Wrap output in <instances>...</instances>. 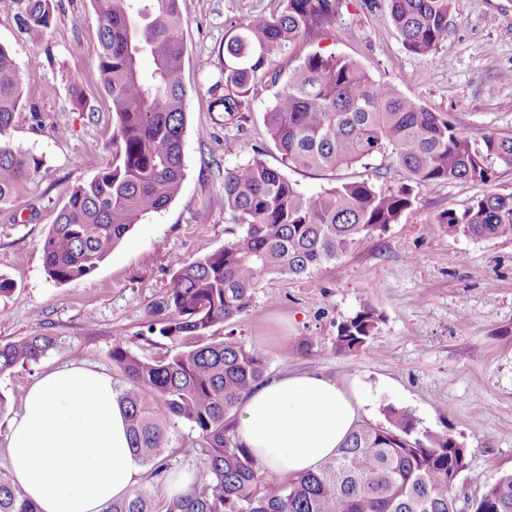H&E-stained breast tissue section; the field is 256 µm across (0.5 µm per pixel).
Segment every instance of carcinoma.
I'll list each match as a JSON object with an SVG mask.
<instances>
[{"label":"carcinoma","instance_id":"obj_1","mask_svg":"<svg viewBox=\"0 0 512 512\" xmlns=\"http://www.w3.org/2000/svg\"><path fill=\"white\" fill-rule=\"evenodd\" d=\"M61 0H25L21 27L40 42L52 29ZM407 51L434 53L448 35L453 0H386ZM343 0H279L276 10L230 23L224 41V92L211 107L224 124L241 118L260 75L280 84L264 117L282 164L337 171L391 150L407 183L384 191L369 181L342 183L313 195L301 192L256 153L224 170V219L234 237L193 260L175 263L173 281L156 303L152 334L185 346L148 360L121 341L112 363L121 371L130 448L146 467V483L102 512H459L454 477L469 449L454 436L420 426L409 411L386 405L385 423L360 421L335 456L316 470L268 488L235 434L243 397L266 380L267 362L236 336L205 342L218 324L249 309L271 274L302 277L348 253L362 238L396 223L413 192L456 179L488 184L491 162L512 164V138L487 135L480 144L448 115L435 112L391 82H377L355 61L336 54L306 56L286 78L276 57L301 39L332 27ZM100 33L96 61L112 103V162L78 163L94 170L76 185L41 243L50 279L59 284L93 273L123 237L165 209L184 180L187 90L182 0H92ZM148 56L153 69L142 70ZM24 106L23 79L0 45V212L9 213L35 184L43 158L16 147L11 130ZM450 234L474 240L512 238V194L488 192L438 220ZM379 313L364 304L337 326L336 351L360 350ZM48 333L0 343V374L37 363L57 348ZM189 426L192 436L177 430ZM194 448L204 478L175 498L161 492ZM0 512H38L0 470ZM471 512H512V474L484 486Z\"/></svg>","mask_w":512,"mask_h":512}]
</instances>
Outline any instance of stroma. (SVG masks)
Listing matches in <instances>:
<instances>
[{
    "label": "stroma",
    "mask_w": 512,
    "mask_h": 512,
    "mask_svg": "<svg viewBox=\"0 0 512 512\" xmlns=\"http://www.w3.org/2000/svg\"><path fill=\"white\" fill-rule=\"evenodd\" d=\"M275 6V0H186L182 192L135 225L92 274L59 284L45 270L41 241L71 188L91 176L77 157L112 159L111 103L95 66L98 21L90 0H62L51 31L34 43L21 30L24 0H0V45L24 78V107L11 139L45 161L15 216L0 215V275L14 284L11 296L0 297V341L40 332L60 339L39 362L0 374L8 401L0 414V468L10 466L9 425L44 373L74 363L119 386L121 373L110 358L114 340L144 358L170 351L169 340L149 332L153 306L171 285L175 259L203 256L231 240L225 170L256 151L268 165L281 166L264 125L278 90L270 79L253 86L239 127H225L223 113L210 108L211 91L223 79L230 22ZM313 52L354 59L373 80L393 82L447 113L473 140L512 137V82L500 78L512 70V0H455L448 36L429 56L404 48L386 0H345L331 28L279 54L276 65L289 73ZM75 84L86 111L71 106ZM60 126L65 135L57 134ZM492 169L487 186L441 181L416 190L397 223L311 276L266 277L242 319L209 333L219 341L234 332L266 358L269 375L319 373L351 386L363 420L383 423L382 408L392 405L423 427L454 435L469 450L457 490L471 498L512 473V239L451 235L437 220L487 191L512 193V166L497 161ZM286 174L306 194L363 179L386 191L406 182L387 152L349 169ZM367 302L380 315L375 334L357 352H337L338 324ZM301 341L308 344L304 354L282 358L284 346Z\"/></svg>",
    "instance_id": "1"
}]
</instances>
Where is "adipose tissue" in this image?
<instances>
[{
  "instance_id": "1",
  "label": "adipose tissue",
  "mask_w": 512,
  "mask_h": 512,
  "mask_svg": "<svg viewBox=\"0 0 512 512\" xmlns=\"http://www.w3.org/2000/svg\"><path fill=\"white\" fill-rule=\"evenodd\" d=\"M359 419L347 385L285 372L245 396L236 435L262 469L285 479L335 455ZM9 448L13 482L39 512H101L138 480L112 380L81 365L56 368L29 387Z\"/></svg>"
}]
</instances>
